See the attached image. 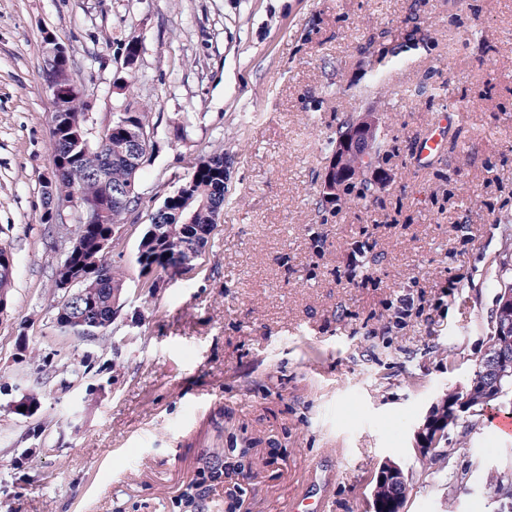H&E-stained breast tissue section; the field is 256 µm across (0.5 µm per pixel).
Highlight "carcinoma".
<instances>
[{
	"label": "carcinoma",
	"mask_w": 512,
	"mask_h": 512,
	"mask_svg": "<svg viewBox=\"0 0 512 512\" xmlns=\"http://www.w3.org/2000/svg\"><path fill=\"white\" fill-rule=\"evenodd\" d=\"M67 102L63 121L51 131L56 144L52 190L58 197L78 195L80 208L93 210L95 220L88 223L80 214L73 224L58 223L66 236L79 243L80 251L59 255L56 281L78 266L82 258L98 253L101 241L119 230L126 215L137 206L135 180L142 165H134L128 158L134 152L146 155L150 142L142 146L131 141L129 130L154 133L150 113L136 109L118 112L110 125L108 141L102 144L99 131L90 124L83 93L72 89ZM360 153L361 149L351 148L345 157V167L350 171L344 185L347 193L354 187V179L369 172ZM224 179V153H213L197 162L188 181L194 196L190 207H185L183 198L176 194L164 199L139 243L140 274L174 271L177 257L206 247L211 225L224 207ZM125 282V272L109 262L100 269H83L82 287L57 307L56 317H88L91 331L106 335L111 316L120 307Z\"/></svg>",
	"instance_id": "obj_1"
}]
</instances>
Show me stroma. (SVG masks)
<instances>
[{
  "label": "stroma",
  "mask_w": 512,
  "mask_h": 512,
  "mask_svg": "<svg viewBox=\"0 0 512 512\" xmlns=\"http://www.w3.org/2000/svg\"><path fill=\"white\" fill-rule=\"evenodd\" d=\"M48 32L96 127L129 106L154 126L141 203L108 254L127 280L104 342L54 322ZM457 109L444 155L419 168L418 137ZM366 113L386 183L323 203L326 144ZM216 151L226 192L208 245L148 295L136 256L151 216ZM0 244L15 261L0 512H286L303 494L372 512L388 460L403 512H512L487 487L512 479V433L489 423L512 417V392L460 415L445 461L417 441L473 377L512 283V0H0ZM33 387L36 414L10 412ZM316 463L328 481L313 486Z\"/></svg>",
  "instance_id": "1"
}]
</instances>
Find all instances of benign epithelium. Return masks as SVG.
I'll return each instance as SVG.
<instances>
[{
	"label": "benign epithelium",
	"instance_id": "7a95c632",
	"mask_svg": "<svg viewBox=\"0 0 512 512\" xmlns=\"http://www.w3.org/2000/svg\"><path fill=\"white\" fill-rule=\"evenodd\" d=\"M44 49L47 65L52 67L61 60L64 45L51 33L45 34ZM48 89L53 97V112L51 119H56L58 113L64 111L63 101L67 94L63 87L55 81L47 82ZM376 138L375 126L371 123H365L361 126L351 128L342 138V144L337 148L336 154L331 156L328 166V176L321 185V191L329 198L336 196L340 187V182L347 176V171L343 168V153L349 148L360 147L364 149L365 159L371 160L370 146ZM45 187V205L47 210L54 216L61 215L69 208L79 204L77 196L70 198H58L51 192V181H46ZM498 328L496 336L489 339L488 348L484 357L479 363L478 369L474 373L471 382L458 388L454 400L448 402L447 415L433 409L427 416L421 431L418 435L421 438V448L419 452L427 453L442 434L448 429V424L458 419L459 414L469 410L473 403V397L476 389L480 388L486 393H491L498 387L500 372L498 363L509 351L512 350V292L506 290L499 296V305L497 309ZM405 484L401 469L391 461L384 462L376 476V486H387L396 488ZM374 512H401L403 504L401 498L396 495L388 497L373 496Z\"/></svg>",
	"mask_w": 512,
	"mask_h": 512
}]
</instances>
